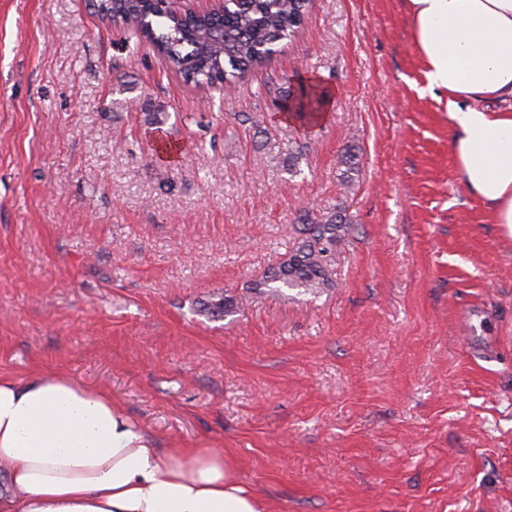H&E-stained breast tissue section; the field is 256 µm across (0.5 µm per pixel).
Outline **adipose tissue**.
<instances>
[{
    "label": "adipose tissue",
    "mask_w": 512,
    "mask_h": 512,
    "mask_svg": "<svg viewBox=\"0 0 512 512\" xmlns=\"http://www.w3.org/2000/svg\"><path fill=\"white\" fill-rule=\"evenodd\" d=\"M426 91L445 95L455 166L512 237V0H408ZM216 448H161L111 396L0 374V512H269Z\"/></svg>",
    "instance_id": "obj_1"
}]
</instances>
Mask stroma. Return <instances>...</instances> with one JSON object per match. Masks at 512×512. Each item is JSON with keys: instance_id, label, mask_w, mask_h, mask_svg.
<instances>
[{"instance_id": "1", "label": "stroma", "mask_w": 512, "mask_h": 512, "mask_svg": "<svg viewBox=\"0 0 512 512\" xmlns=\"http://www.w3.org/2000/svg\"><path fill=\"white\" fill-rule=\"evenodd\" d=\"M423 70L408 0H310L228 96L86 0H0V374L223 450L271 512H512V238ZM307 78L332 106L303 126L279 104ZM337 209L333 286L257 289L300 215ZM221 291L244 304L199 316Z\"/></svg>"}]
</instances>
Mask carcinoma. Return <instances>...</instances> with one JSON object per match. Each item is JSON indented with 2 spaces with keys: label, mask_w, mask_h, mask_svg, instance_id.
Returning <instances> with one entry per match:
<instances>
[{
  "label": "carcinoma",
  "mask_w": 512,
  "mask_h": 512,
  "mask_svg": "<svg viewBox=\"0 0 512 512\" xmlns=\"http://www.w3.org/2000/svg\"><path fill=\"white\" fill-rule=\"evenodd\" d=\"M309 0H224V15L181 14L152 0H92L95 11L152 44L159 57L187 84L231 90L246 70L264 65L279 43L303 25ZM325 105L320 87L299 84L283 98L296 121H316ZM351 230L345 215L305 216L298 242L281 262L264 273L277 292L300 288L312 293L333 285L336 253ZM243 297L217 293L202 303L200 314L222 319Z\"/></svg>",
  "instance_id": "cac0c4a2"
}]
</instances>
